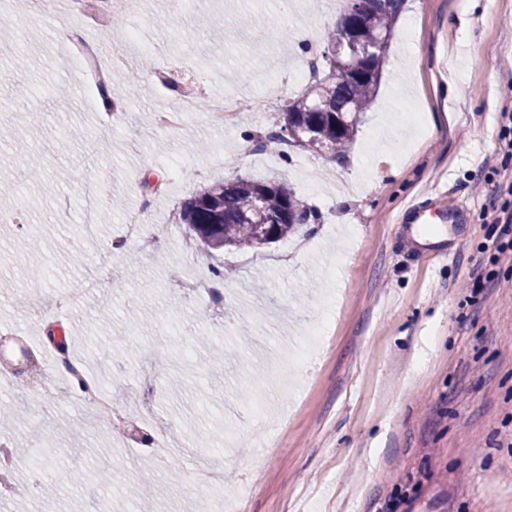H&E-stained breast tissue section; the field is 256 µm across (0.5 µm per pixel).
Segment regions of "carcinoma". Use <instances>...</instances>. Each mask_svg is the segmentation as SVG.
<instances>
[{
	"label": "carcinoma",
	"instance_id": "obj_1",
	"mask_svg": "<svg viewBox=\"0 0 512 512\" xmlns=\"http://www.w3.org/2000/svg\"><path fill=\"white\" fill-rule=\"evenodd\" d=\"M404 2L360 0L359 40L372 44L390 39ZM335 44L333 31L320 53L328 74L318 76L303 93L288 100L275 118L270 137L277 142L312 153L331 149L338 156L352 142L360 114L368 108L382 78L383 61L370 59L360 72L342 76L347 60L333 52ZM316 219L314 211L300 206L285 185L243 178L201 190L181 211V220L209 250L260 248L259 225H267V243L272 244Z\"/></svg>",
	"mask_w": 512,
	"mask_h": 512
}]
</instances>
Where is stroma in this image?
Masks as SVG:
<instances>
[{
    "mask_svg": "<svg viewBox=\"0 0 512 512\" xmlns=\"http://www.w3.org/2000/svg\"><path fill=\"white\" fill-rule=\"evenodd\" d=\"M12 49L0 28V179L24 202L0 223V338L45 326L78 333L76 352L124 411L93 417L58 367L0 388V444L15 459L0 512H512V253L495 255L486 207L512 210V0H406L377 95L343 158L267 142L272 113L300 93L285 72L294 39L324 42L326 0H142L99 26L87 6L30 20ZM79 41L123 49L119 103L104 124L98 90L63 53ZM284 91L222 129L196 113L159 131L179 93L209 102L259 96L270 66ZM245 139L265 140L256 154ZM286 184L319 219L297 249L207 251L180 211L201 189L236 178ZM447 184L461 224L431 247L396 218ZM144 209L163 230L127 241L122 217ZM435 245V246H436ZM112 272L85 280L101 248ZM223 269L216 294L181 284ZM484 276L482 287L471 279ZM59 304L42 324L41 296ZM154 419L138 425L140 405ZM176 440L211 455L220 489L192 491L158 458Z\"/></svg>",
    "mask_w": 512,
    "mask_h": 512,
    "instance_id": "obj_1",
    "label": "stroma"
}]
</instances>
